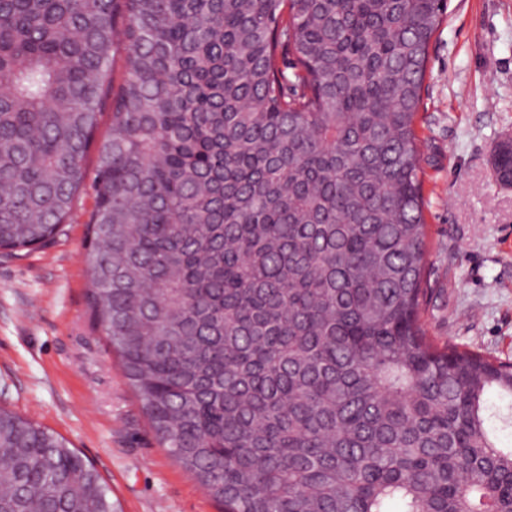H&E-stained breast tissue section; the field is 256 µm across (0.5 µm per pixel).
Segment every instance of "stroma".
I'll return each mask as SVG.
<instances>
[{"label": "stroma", "mask_w": 512, "mask_h": 512, "mask_svg": "<svg viewBox=\"0 0 512 512\" xmlns=\"http://www.w3.org/2000/svg\"><path fill=\"white\" fill-rule=\"evenodd\" d=\"M427 294L422 322L512 362V188L494 177L512 138V0H448L421 107ZM43 245L0 249V407L63 437L95 466L113 512H219L162 448L89 304L88 214Z\"/></svg>", "instance_id": "35a3bbf8"}]
</instances>
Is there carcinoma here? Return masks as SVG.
Instances as JSON below:
<instances>
[{
  "mask_svg": "<svg viewBox=\"0 0 512 512\" xmlns=\"http://www.w3.org/2000/svg\"><path fill=\"white\" fill-rule=\"evenodd\" d=\"M447 9L0 0V247L51 239L91 186L94 322L224 512H512L491 426L512 415L488 405L512 410V365L421 323L417 122ZM494 171L512 184L511 138ZM0 512L112 501L0 408Z\"/></svg>",
  "mask_w": 512,
  "mask_h": 512,
  "instance_id": "obj_1",
  "label": "carcinoma"
}]
</instances>
